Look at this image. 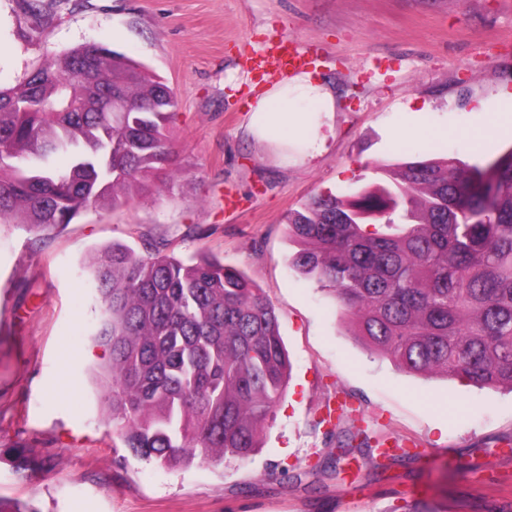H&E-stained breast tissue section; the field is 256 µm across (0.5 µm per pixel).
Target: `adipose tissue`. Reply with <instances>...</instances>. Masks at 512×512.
Segmentation results:
<instances>
[{"label": "adipose tissue", "mask_w": 512, "mask_h": 512, "mask_svg": "<svg viewBox=\"0 0 512 512\" xmlns=\"http://www.w3.org/2000/svg\"><path fill=\"white\" fill-rule=\"evenodd\" d=\"M335 109L333 92L307 72L283 78L256 95L248 106L252 128L257 134L283 140L302 129L305 112Z\"/></svg>", "instance_id": "1"}]
</instances>
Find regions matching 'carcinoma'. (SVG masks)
<instances>
[{"mask_svg": "<svg viewBox=\"0 0 512 512\" xmlns=\"http://www.w3.org/2000/svg\"><path fill=\"white\" fill-rule=\"evenodd\" d=\"M0 88V223L44 233L150 195L174 166L164 80L86 43ZM118 88L125 111L103 91ZM377 182L288 212L291 265L333 294L349 333L401 371L512 393V150L491 162L375 164ZM113 431L175 468L248 459L290 364L271 302L221 260L114 244L89 264Z\"/></svg>", "mask_w": 512, "mask_h": 512, "instance_id": "1", "label": "carcinoma"}]
</instances>
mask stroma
I'll list each match as a JSON object with an SVG mask.
<instances>
[{
    "instance_id": "stroma-1",
    "label": "stroma",
    "mask_w": 512,
    "mask_h": 512,
    "mask_svg": "<svg viewBox=\"0 0 512 512\" xmlns=\"http://www.w3.org/2000/svg\"><path fill=\"white\" fill-rule=\"evenodd\" d=\"M0 0V85L96 42L144 64L178 101V170L152 196L88 209L46 234L0 224V503L35 512H512V394L400 371L350 336L334 297L289 263L285 217L309 197L372 183V162L418 147L484 164L512 149L470 138L479 110L512 109V0ZM292 42L336 97L308 134L257 136L247 104L278 73L252 58ZM444 128L443 138L418 135ZM403 131L394 139L395 131ZM167 240L244 271L279 318L291 376L248 461L169 469L129 457L108 425L92 334L99 303L82 269L100 250ZM68 374L69 390L59 388ZM414 454L377 473L351 425ZM26 449L18 471L16 449ZM420 496H411L413 487Z\"/></svg>"
}]
</instances>
